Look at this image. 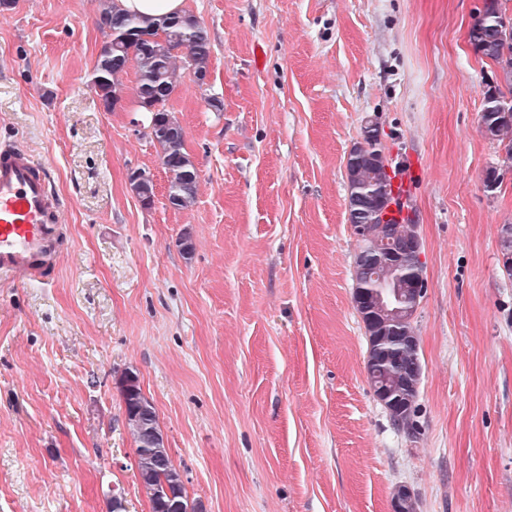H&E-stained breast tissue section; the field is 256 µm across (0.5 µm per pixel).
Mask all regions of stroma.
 <instances>
[{
	"label": "stroma",
	"mask_w": 512,
	"mask_h": 512,
	"mask_svg": "<svg viewBox=\"0 0 512 512\" xmlns=\"http://www.w3.org/2000/svg\"><path fill=\"white\" fill-rule=\"evenodd\" d=\"M482 6L185 0L211 39L205 84L168 103L186 209L148 113L91 86L101 0L0 7V145L49 169L66 224L52 281L0 285V512H151L127 370L199 512H393L402 487L417 512H512V162L480 122L501 84L469 40ZM370 118L422 242L414 436L373 394L352 299L345 159Z\"/></svg>",
	"instance_id": "35a3bbf8"
}]
</instances>
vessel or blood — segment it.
Returning a JSON list of instances; mask_svg holds the SVG:
<instances>
[{
    "mask_svg": "<svg viewBox=\"0 0 512 512\" xmlns=\"http://www.w3.org/2000/svg\"><path fill=\"white\" fill-rule=\"evenodd\" d=\"M63 204L47 169L21 146L0 147V282L53 277L63 241Z\"/></svg>",
    "mask_w": 512,
    "mask_h": 512,
    "instance_id": "1",
    "label": "vessel or blood"
}]
</instances>
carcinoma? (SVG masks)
<instances>
[{"label": "carcinoma", "mask_w": 512, "mask_h": 512, "mask_svg": "<svg viewBox=\"0 0 512 512\" xmlns=\"http://www.w3.org/2000/svg\"><path fill=\"white\" fill-rule=\"evenodd\" d=\"M503 17L505 11L499 5L492 11L482 9L469 38L474 51L496 63L504 82L512 85V20L506 25ZM102 20L109 41L98 56L91 85L110 112L125 89L119 73L125 74L128 65H135L134 91L139 107L145 108L148 100L159 106L151 113L148 135L160 148L170 193L178 196V207L187 208L196 196L198 170L185 149L184 130L167 103L178 82V51H184V69L203 74L208 71V32L191 15L185 14L181 20H157L125 13L114 0H104ZM481 125L489 138L504 140L512 130V99L497 89L487 90ZM361 137L363 142L349 153L346 170L347 177H356L358 183L357 190H348V220L361 241L354 258L353 297L368 342L364 369L368 379H377L390 394L391 404L385 408L393 425L411 435L419 381L410 379V372L420 356L401 338L414 335L412 320L403 319V312L412 306L405 284L423 273L418 255L408 249L417 225L408 218L385 220L377 215L373 195L396 201L392 177L380 149L377 123L367 122ZM120 392L126 426L136 444L137 469L147 493L167 487L181 503L180 512H195L168 448L154 441V436L161 434L158 416L135 373H122Z\"/></svg>", "instance_id": "obj_1"}]
</instances>
